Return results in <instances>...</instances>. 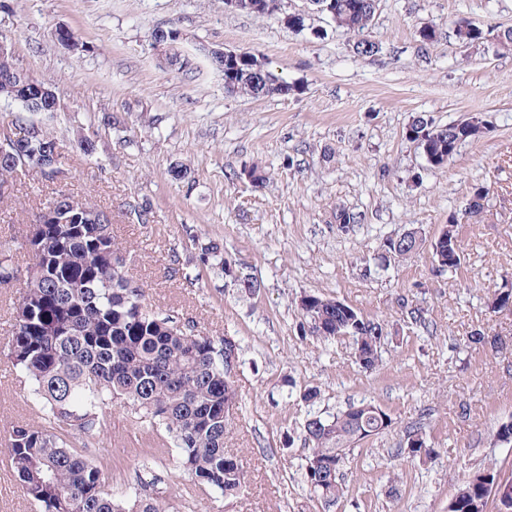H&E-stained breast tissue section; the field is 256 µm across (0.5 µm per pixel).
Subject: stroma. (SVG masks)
<instances>
[{
  "label": "stroma",
  "instance_id": "1",
  "mask_svg": "<svg viewBox=\"0 0 512 512\" xmlns=\"http://www.w3.org/2000/svg\"><path fill=\"white\" fill-rule=\"evenodd\" d=\"M283 5L306 15L304 31L224 0H0V36L17 66L56 86L58 110L34 119L62 144L67 173L61 182L14 174L13 196L0 201V244L27 266L19 243L39 209L61 192L88 201L111 213L147 304L240 345L226 440L246 475L240 495L195 486L162 436L117 405L86 450L102 460L113 492L148 484L166 492L171 512H448L475 471L493 464L512 476V445L495 439L512 422V310L491 307L495 291L512 288V47L462 44L454 27L467 17L512 29V0H377L368 37L380 51L371 58L355 55L353 36L309 0ZM62 27L82 49L58 41ZM158 27L181 32L192 73L158 68ZM423 28L435 30L434 42H420ZM220 47L262 55L300 93H226L208 56ZM473 116L484 134L441 167L406 136L421 117L443 127ZM84 137L92 152L78 148ZM177 163L187 179L172 175ZM253 166L266 183L238 178ZM476 183L490 193L467 219ZM136 201L149 204L147 223L128 219ZM343 210L359 222L341 228ZM453 217L461 264L441 271L433 244ZM410 231L415 250L392 255L388 242ZM211 243L257 279L254 293L201 263ZM309 294L383 322L375 370L356 363L351 338L302 331ZM18 296L16 284L0 283V481L9 487L0 512H35L5 464L14 421L41 418L30 382L6 358ZM412 308L422 322L410 319ZM308 388L316 402L304 401ZM361 400L392 425L353 448L345 494L329 506L305 479L304 424ZM417 426L435 451L425 462L406 449Z\"/></svg>",
  "mask_w": 512,
  "mask_h": 512
}]
</instances>
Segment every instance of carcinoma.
I'll return each instance as SVG.
<instances>
[{"instance_id":"obj_1","label":"carcinoma","mask_w":512,"mask_h":512,"mask_svg":"<svg viewBox=\"0 0 512 512\" xmlns=\"http://www.w3.org/2000/svg\"><path fill=\"white\" fill-rule=\"evenodd\" d=\"M336 27L360 38L353 44L359 57H372L379 46L367 32L375 18L376 0H333ZM459 42L487 39L482 24L468 18L455 23ZM9 63L0 61V98L21 107L16 122L28 124L45 107L33 85L6 78ZM230 94L273 97L297 86L267 69L253 55L224 72ZM484 122L471 118L446 127L426 119L412 122L406 136L421 142L433 166L448 163L458 147L480 137ZM63 146L40 137L27 144L26 161L36 165L52 155L62 158ZM11 158L0 155V199L13 191ZM489 189L472 187L467 213L479 215ZM53 217L39 235L23 236L31 254L24 288L12 309V334L7 358L32 383V395L43 423L16 424L8 441L10 467L37 512H168L166 501L133 486L117 496L101 468L74 448L57 429L65 426L92 444L107 428L104 408L114 402L128 407L136 419L147 420L166 435L176 460L194 484L225 498L239 495L244 480L237 458L224 448L237 402L234 380L224 370V337L203 336L195 324L177 327L172 317L145 303L143 288L129 274L125 257L112 236L106 211L66 194L53 201ZM444 264L461 263L457 222L450 219L436 241ZM201 261L234 272L221 248H204ZM10 251L0 249V283L18 277ZM301 310L312 333L349 336L360 366L373 370L380 361L383 324L351 306L306 295ZM391 417L372 402L350 404L335 414L307 420L305 478L314 494L335 503L344 494L343 468L359 441L382 434ZM500 498L512 512V476L495 466L475 472L452 499L449 512H486L488 500Z\"/></svg>"}]
</instances>
